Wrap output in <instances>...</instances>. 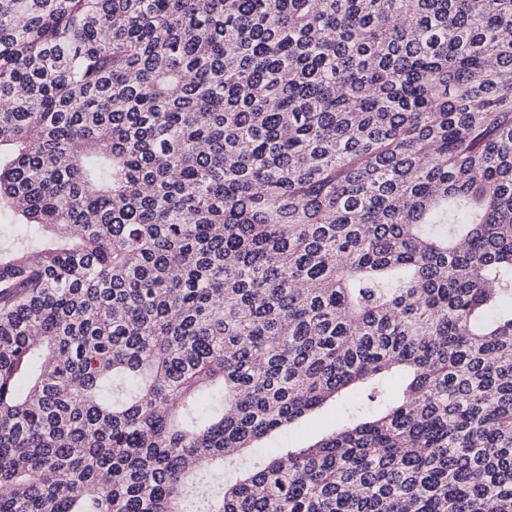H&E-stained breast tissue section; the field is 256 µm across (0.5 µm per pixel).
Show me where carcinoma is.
I'll return each instance as SVG.
<instances>
[{"label": "carcinoma", "instance_id": "obj_1", "mask_svg": "<svg viewBox=\"0 0 512 512\" xmlns=\"http://www.w3.org/2000/svg\"><path fill=\"white\" fill-rule=\"evenodd\" d=\"M2 217L0 512H512V0H0ZM335 406H329L308 419L301 421L281 434L273 435L263 445V451L271 452L274 448L285 445L303 447L330 432L335 426Z\"/></svg>", "mask_w": 512, "mask_h": 512}]
</instances>
